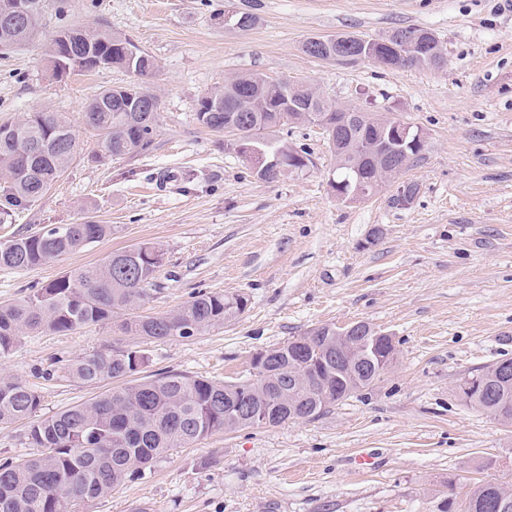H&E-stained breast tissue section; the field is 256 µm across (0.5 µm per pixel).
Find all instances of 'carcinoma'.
Instances as JSON below:
<instances>
[{"mask_svg":"<svg viewBox=\"0 0 512 512\" xmlns=\"http://www.w3.org/2000/svg\"><path fill=\"white\" fill-rule=\"evenodd\" d=\"M32 14L27 31L13 30L5 12L12 0H0V46L17 47L33 40L47 9L46 0H26ZM422 33L414 27L389 34L380 65L415 68L400 57L397 38L411 41ZM52 74L55 78L100 69V60L138 78L153 74L155 58L130 39L102 30L67 28L56 32ZM359 46L358 35L308 38L302 50L329 60L339 50ZM135 49L137 56L128 50ZM126 87L101 90L85 105L84 118L96 132L93 157L129 162L154 143L156 112H134ZM351 106L334 104L312 86L288 79L270 80L259 73L229 78L197 101L198 124L213 133L231 125L241 140L261 144L284 167L299 170L309 158L306 148L276 138L285 125L336 121ZM345 143L336 151V173L363 182H383L391 168L373 152L380 141L375 126L359 123L342 130ZM76 158V136L59 112H29L0 123V224H11L31 210L67 172ZM112 236V225L86 220L47 226L0 241V267L25 271L54 262L63 255ZM164 265L163 249L139 243L112 251L101 261L65 270L55 279L19 298L0 302V354L8 353L20 336L30 333L68 334L105 324L121 311H133L148 296ZM248 299L240 294L199 292L176 310L159 316L134 315L120 329L147 341L199 336L242 315ZM325 325L323 337L310 347L283 343L265 363L253 364L249 377L225 384L203 376L168 371L142 375L148 363L139 345L81 356L66 367L68 377L87 386L124 381L105 393L49 416H41L43 396L18 379L0 377V425L29 419L27 456L0 461V512H72L80 502L98 498L126 479L140 476L147 465L174 448L219 432L276 426L293 418L319 416L314 380L325 387L327 405L346 399V372L371 386L381 372L360 359L347 366L336 355V336ZM487 369L479 388L460 400L493 417L512 418V358ZM466 512H512V492L487 481L466 497Z\"/></svg>","mask_w":512,"mask_h":512,"instance_id":"obj_1","label":"carcinoma"}]
</instances>
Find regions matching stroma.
I'll return each mask as SVG.
<instances>
[{"instance_id":"1","label":"stroma","mask_w":512,"mask_h":512,"mask_svg":"<svg viewBox=\"0 0 512 512\" xmlns=\"http://www.w3.org/2000/svg\"><path fill=\"white\" fill-rule=\"evenodd\" d=\"M242 0H49L39 34L0 52V118L65 113L77 158L0 241L95 220L110 238L28 271L0 269V302L113 250L151 242L166 253L142 315L173 311L200 291L248 299L244 314L189 339L146 343L152 375L216 381L252 356L322 324L365 321L393 334L395 366L320 416L217 433L170 451L144 478L75 512H438L478 483L512 485V427L455 393L475 369L512 357V0H258L257 24L225 26ZM64 27L131 38L157 62L144 82L160 100L152 149L129 163L94 161L86 101L130 82L117 69L52 77L50 36ZM432 31L439 69H390L305 54L312 36ZM244 73L303 81L336 103L422 127L427 141L395 184L346 203L329 179L336 157L315 125L291 143L314 161L274 182L251 176L223 136L195 119L198 98ZM119 319L74 333L21 336L0 376L35 386L43 415L106 392L68 378L80 356L134 344ZM370 457L367 465L359 457Z\"/></svg>"}]
</instances>
